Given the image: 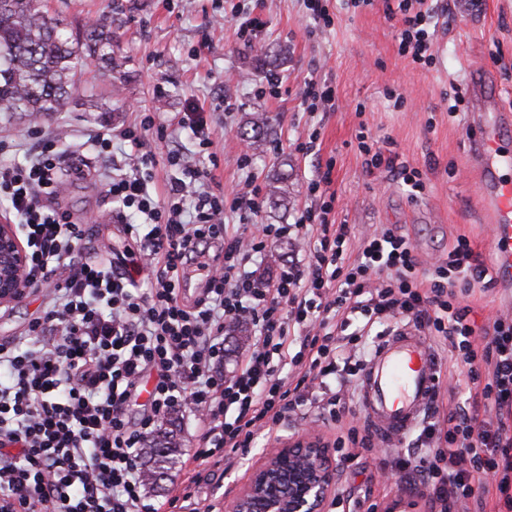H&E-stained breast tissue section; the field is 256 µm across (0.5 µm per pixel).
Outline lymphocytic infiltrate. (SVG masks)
<instances>
[{"instance_id":"f902f5d3","label":"lymphocytic infiltrate","mask_w":512,"mask_h":512,"mask_svg":"<svg viewBox=\"0 0 512 512\" xmlns=\"http://www.w3.org/2000/svg\"><path fill=\"white\" fill-rule=\"evenodd\" d=\"M385 13L401 19L399 54L431 66L436 0H393ZM151 137L166 141L168 127L145 112L87 141L111 161L107 194L124 234L142 244L143 293L127 272L79 259L85 225L52 206L64 162L56 140H41L26 164L0 166V197L43 305L21 335L0 339V512H213L190 477L164 502H149L139 452L147 437L173 412L190 410L199 433L188 461L199 468L246 454L259 433L299 412L341 424L365 366L360 340L402 321L448 351L481 407L447 410L431 396L422 451L382 461V471L419 485L438 512L491 492L496 512H512V315L476 331L456 286L483 283L490 271L468 242L418 273L397 230L383 226L357 240L335 223L327 171L308 182L312 203L293 227L232 233L224 196L209 187L218 157L203 167L175 152L161 161L147 148ZM161 162L174 173L160 195L153 178ZM289 235L305 247V263L271 281L256 277V257L275 260L274 243ZM215 244L224 252L218 265L203 260ZM195 269L205 289L188 303L181 286ZM240 322L253 326V341L241 369L225 376L224 335ZM150 372L149 407L131 422Z\"/></svg>"}]
</instances>
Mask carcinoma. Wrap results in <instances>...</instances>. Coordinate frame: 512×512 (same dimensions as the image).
I'll use <instances>...</instances> for the list:
<instances>
[{
	"instance_id": "1",
	"label": "carcinoma",
	"mask_w": 512,
	"mask_h": 512,
	"mask_svg": "<svg viewBox=\"0 0 512 512\" xmlns=\"http://www.w3.org/2000/svg\"><path fill=\"white\" fill-rule=\"evenodd\" d=\"M114 21L88 24L76 36L50 15L47 0H0V113L24 112L31 119L63 111L89 65L106 74L120 72ZM251 144L261 141L269 118L257 114L250 125ZM181 455L173 432L158 429L145 443V476L150 485L166 475Z\"/></svg>"
}]
</instances>
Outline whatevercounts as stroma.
I'll use <instances>...</instances> for the list:
<instances>
[{
  "instance_id": "stroma-1",
  "label": "stroma",
  "mask_w": 512,
  "mask_h": 512,
  "mask_svg": "<svg viewBox=\"0 0 512 512\" xmlns=\"http://www.w3.org/2000/svg\"><path fill=\"white\" fill-rule=\"evenodd\" d=\"M240 0H50L52 13L80 27L102 16L118 26L116 51L126 60L128 78L111 100V111L91 123L79 103L36 123L0 116V131L14 147L1 153L0 165L24 161L37 134L58 138L65 152H78L83 176L63 175L55 207L74 218L97 216L81 253L89 262L133 270L140 247L128 241L120 224L111 222L112 202L106 195L109 168L105 159L87 150L97 129L133 123L138 113H154L170 122L188 105L210 117L212 149L220 168L212 183L224 194L257 185L265 198L258 218L225 210L229 232L251 222L290 224L308 204L306 185L317 170L330 168L327 194L335 198L337 223L350 225L356 236L383 225L397 227L413 245L421 268L446 257L458 238H465L480 261L490 259L491 221L481 205V174L472 166L469 149L482 136L479 126L465 123L470 74H477L484 95L512 112V0H443L447 19L439 23L432 67L422 68L399 55L400 21L387 18L382 0L357 11L333 0L335 24L308 35L309 21L300 0H252L266 26L256 48L239 46L233 27L218 24L220 15L235 11ZM278 72L279 95H259L267 73ZM326 81L335 92L332 112H306L301 88L307 77ZM404 98L395 106L394 94ZM460 96L456 116L448 100ZM256 112L266 113L272 132L261 145H248L242 133ZM367 128L382 151V163L371 167L359 148L360 128ZM317 134L314 151L304 155L296 143ZM248 167H240L241 152ZM420 169L425 186L411 192L392 164ZM287 179V200L271 197L275 179ZM314 432L333 442L335 430L315 413L285 418L273 437L260 436L241 463L210 464L200 469L197 496L224 512L248 480L251 467L268 448L295 434ZM378 455L362 453L339 461L337 486L353 497L370 496L380 505L398 499L393 484L379 477Z\"/></svg>"
}]
</instances>
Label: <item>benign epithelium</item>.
Instances as JSON below:
<instances>
[{
  "mask_svg": "<svg viewBox=\"0 0 512 512\" xmlns=\"http://www.w3.org/2000/svg\"><path fill=\"white\" fill-rule=\"evenodd\" d=\"M27 251L15 225L0 223V305L24 300ZM336 495V465L326 442L307 433L286 440L254 464L227 512H330Z\"/></svg>",
  "mask_w": 512,
  "mask_h": 512,
  "instance_id": "obj_1",
  "label": "benign epithelium"
}]
</instances>
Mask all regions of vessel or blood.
<instances>
[{
	"mask_svg": "<svg viewBox=\"0 0 512 512\" xmlns=\"http://www.w3.org/2000/svg\"><path fill=\"white\" fill-rule=\"evenodd\" d=\"M472 104L467 113L472 124L486 126L483 139L470 146V158L481 173L482 201L493 216L491 262L501 286H512V180L500 170L512 166L498 125L512 123V116L498 112L495 100L482 97L479 83H472ZM437 360L424 336L404 328L374 352L362 378V404L380 433L402 436L419 419L437 376Z\"/></svg>",
	"mask_w": 512,
	"mask_h": 512,
	"instance_id": "obj_1",
	"label": "vessel or blood"
}]
</instances>
